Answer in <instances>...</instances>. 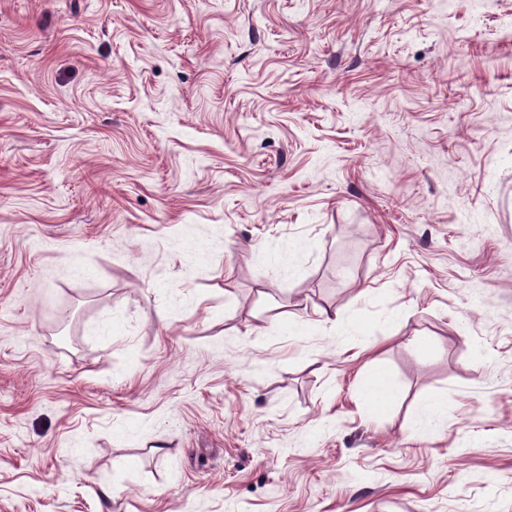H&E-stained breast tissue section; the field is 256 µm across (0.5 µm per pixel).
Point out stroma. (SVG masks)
Here are the masks:
<instances>
[{
    "label": "stroma",
    "instance_id": "obj_1",
    "mask_svg": "<svg viewBox=\"0 0 512 512\" xmlns=\"http://www.w3.org/2000/svg\"><path fill=\"white\" fill-rule=\"evenodd\" d=\"M0 512H512V0H0ZM262 252L273 274L280 279H291L295 274V267L288 251L278 242L266 244ZM317 319L312 321V324L315 326H327L329 325L330 330L332 331V336H337L339 342L344 341L350 335H360L365 336L368 333V327L365 324L355 323V324H347L342 322L336 310H332L331 308H318L316 311ZM124 320L112 310H107L97 319L92 335L100 340H112L122 331Z\"/></svg>",
    "mask_w": 512,
    "mask_h": 512
}]
</instances>
